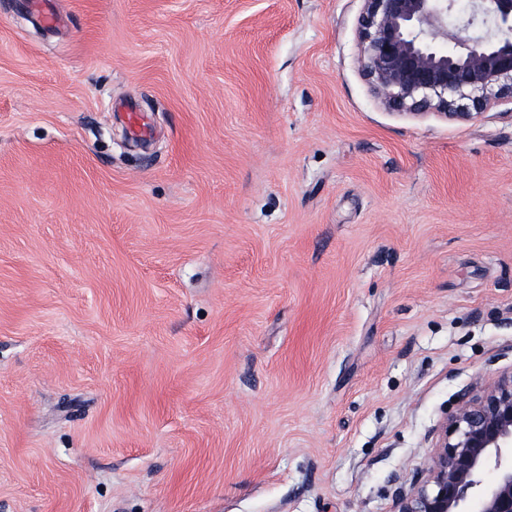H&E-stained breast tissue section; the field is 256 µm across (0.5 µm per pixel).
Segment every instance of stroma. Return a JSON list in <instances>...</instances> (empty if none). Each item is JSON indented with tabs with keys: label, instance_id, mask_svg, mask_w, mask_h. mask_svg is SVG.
I'll use <instances>...</instances> for the list:
<instances>
[{
	"label": "stroma",
	"instance_id": "35a3bbf8",
	"mask_svg": "<svg viewBox=\"0 0 512 512\" xmlns=\"http://www.w3.org/2000/svg\"><path fill=\"white\" fill-rule=\"evenodd\" d=\"M53 5L0 0V512H391L512 367V104L387 108L362 0Z\"/></svg>",
	"mask_w": 512,
	"mask_h": 512
}]
</instances>
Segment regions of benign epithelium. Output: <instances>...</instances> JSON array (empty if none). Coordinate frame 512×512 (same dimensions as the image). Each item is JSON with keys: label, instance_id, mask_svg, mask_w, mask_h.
I'll return each mask as SVG.
<instances>
[{"label": "benign epithelium", "instance_id": "7a95c632", "mask_svg": "<svg viewBox=\"0 0 512 512\" xmlns=\"http://www.w3.org/2000/svg\"><path fill=\"white\" fill-rule=\"evenodd\" d=\"M363 71L394 110L470 120L512 99V0H362ZM432 451L393 480L392 512H512V367L459 392Z\"/></svg>", "mask_w": 512, "mask_h": 512}]
</instances>
